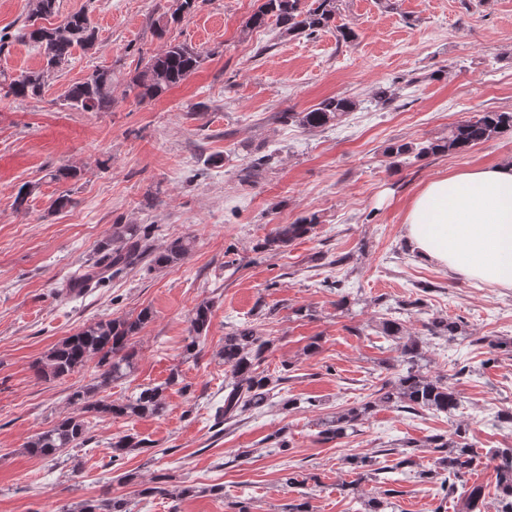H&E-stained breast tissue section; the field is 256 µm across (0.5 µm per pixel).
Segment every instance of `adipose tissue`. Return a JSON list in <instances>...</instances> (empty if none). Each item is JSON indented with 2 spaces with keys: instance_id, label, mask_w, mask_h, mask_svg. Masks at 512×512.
Here are the masks:
<instances>
[{
  "instance_id": "1",
  "label": "adipose tissue",
  "mask_w": 512,
  "mask_h": 512,
  "mask_svg": "<svg viewBox=\"0 0 512 512\" xmlns=\"http://www.w3.org/2000/svg\"><path fill=\"white\" fill-rule=\"evenodd\" d=\"M408 248L467 278L512 287V162L426 183L404 218Z\"/></svg>"
}]
</instances>
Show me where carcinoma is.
<instances>
[{
  "label": "carcinoma",
  "instance_id": "1",
  "mask_svg": "<svg viewBox=\"0 0 512 512\" xmlns=\"http://www.w3.org/2000/svg\"><path fill=\"white\" fill-rule=\"evenodd\" d=\"M57 0H32V9L25 24L17 32V38L33 45L42 57L37 69L23 72L9 84V93L15 98L38 99L42 97L52 74L68 61L72 51L81 48L89 51L97 42V31L88 14L75 12L59 25L48 27L41 21L54 15ZM336 16V0H263L246 23L248 28H262L274 20L281 36L301 34L314 35L331 27ZM206 56L184 44L169 45L162 53L148 58L143 68L136 70L132 85L137 97L153 100L169 89L179 85L197 72ZM61 104L69 109L85 112H109L112 110V69L96 68L82 82L67 86L58 96ZM357 107L355 100L344 96L328 97L306 112H282L283 122L295 121L312 130H323L343 121ZM512 131V112L485 110L460 120L448 128V134L426 143H394L387 149L393 164L401 165L409 157L416 159L428 155H450L466 152L471 148ZM317 224L316 217H304L293 224H280L269 234L259 248L276 251L297 239L311 234ZM192 248L188 237L176 238L163 248H154L148 243V234L138 224H114L112 233L100 246L99 257L93 265L79 272L66 284L67 291L83 292L95 288L107 279L130 271L143 262L155 269L166 268L184 260ZM152 319L149 309L141 310L136 317H118L90 324L56 344L36 366L37 376L44 380H57L69 376L88 361L96 360L97 386L102 388L127 375L133 369L136 352L129 341ZM211 306L199 304L190 320L187 353L198 346V339L209 326ZM382 334L397 344L400 353V369L394 379L383 382L380 388L367 395L365 401L336 413L323 423L320 436L325 441L335 440L357 432L360 421L380 405H389L402 412L419 415L423 412L444 413L455 416L462 400L459 393L440 377L423 372L421 361L427 343L409 336L396 311L387 309L380 321ZM429 335L441 338L454 336L459 330L458 322L435 316L425 324ZM270 340L263 338L249 322L231 327L224 336L225 372L230 381L224 386V405L215 409V421L229 427L237 423L238 416L247 410H257L274 397V391L286 377L277 378L261 370L265 353L270 349ZM72 402L80 406V414L66 416L52 428L36 433L28 440L26 449L33 456L49 458L67 448L87 445L89 421L85 415L94 417L157 416L166 409V398L160 386L145 388L121 404L105 399L89 401L85 392L76 390ZM149 447L145 439L136 433H127L112 442L113 457L127 455L133 451L143 452ZM403 449L402 458L393 466L375 467L370 457L347 459L357 478L348 485H355L386 473L384 484L397 482L393 474L416 465L413 456L405 452L416 447L407 439L393 443ZM424 447L438 454L434 468L418 470L421 479L440 477L438 494L444 500H452L455 512H512V448H492L489 451L496 473V497L493 503L486 502L483 486L474 484L459 489L458 482L471 469L478 458V451L466 437V429L458 424L446 435H434L426 439ZM395 489H385L380 497L362 501L365 512H386L390 508L389 496ZM82 512H131L129 501L123 497L87 501Z\"/></svg>",
  "mask_w": 512,
  "mask_h": 512
}]
</instances>
